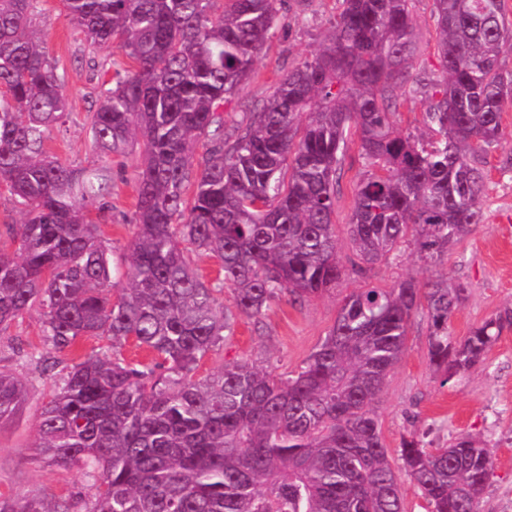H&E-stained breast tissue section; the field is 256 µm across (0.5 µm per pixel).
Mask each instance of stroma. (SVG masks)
<instances>
[{
    "label": "stroma",
    "mask_w": 512,
    "mask_h": 512,
    "mask_svg": "<svg viewBox=\"0 0 512 512\" xmlns=\"http://www.w3.org/2000/svg\"><path fill=\"white\" fill-rule=\"evenodd\" d=\"M336 7V0H280L278 20L266 49L244 89L224 106L228 125L244 122L247 113L260 108L272 95L283 75L312 57L333 30ZM432 9V0H414L419 50L410 66L412 72L437 80L442 66ZM32 27L63 75L69 98V114L49 132L46 150L76 167L109 168L104 237L113 258H120L136 233L133 216L144 146L136 138L125 156L101 157L90 145L89 114L100 92L111 87L115 67L124 58L115 46L87 42L64 15L59 0H41ZM502 128L499 144L487 156L483 223L450 245L437 261L423 259L414 245L405 243L388 260L363 273L349 268L354 254L347 224L366 165L357 144H350L333 215L346 275L336 288L305 303L292 302L286 295L276 299L260 322L238 319L232 338L203 358L199 376L236 360L271 367L282 376L292 374L333 326L346 295L368 285L389 288L410 276L421 280L449 277L467 286V298L449 322L455 338L468 336L486 319L512 310V108L503 112ZM428 335L426 317L415 315L406 350L375 405L384 443L393 454L409 434L428 448L446 445L461 433L479 437L494 454V469L480 500V512H512V327L504 328L481 367L447 383L429 365ZM44 348L38 313L25 314L0 331V369L26 382L20 409L0 421V498H38L53 504L79 491L89 501L95 489L80 469L50 464L33 446L38 417L55 386L26 362L25 355Z\"/></svg>",
    "instance_id": "obj_1"
}]
</instances>
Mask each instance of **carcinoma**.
<instances>
[{
    "instance_id": "cac0c4a2",
    "label": "carcinoma",
    "mask_w": 512,
    "mask_h": 512,
    "mask_svg": "<svg viewBox=\"0 0 512 512\" xmlns=\"http://www.w3.org/2000/svg\"><path fill=\"white\" fill-rule=\"evenodd\" d=\"M34 2L0 0V187L25 215L0 240V330L40 311L46 351L27 358L45 373L50 355L83 337L131 340L152 359L95 352L51 375L35 447L83 470L94 500L0 501V512H405L374 404L411 319L426 315L429 364L448 383L484 362L512 310L457 341L448 325L466 285L409 278L350 294L294 375L242 360L196 374L238 318L342 279L332 217L349 136L369 167L348 222L353 270L409 235L438 257L483 222V163L512 104L506 0H433L440 83L409 71L411 0H340L328 44L231 132L221 108L270 39L277 0H224L220 10L219 0H62L85 40L136 64L115 72L90 114L101 155H125L135 136L145 146L136 233L115 268L86 213L107 191V168H77L44 147L68 99L30 33ZM406 86L427 96L430 140L391 120ZM196 255L218 259L224 277L204 281ZM115 272L125 286L114 296ZM226 288L231 308L218 298ZM24 391L0 371V420ZM399 459L429 512H479L494 456L473 435L441 448L411 435Z\"/></svg>"
}]
</instances>
